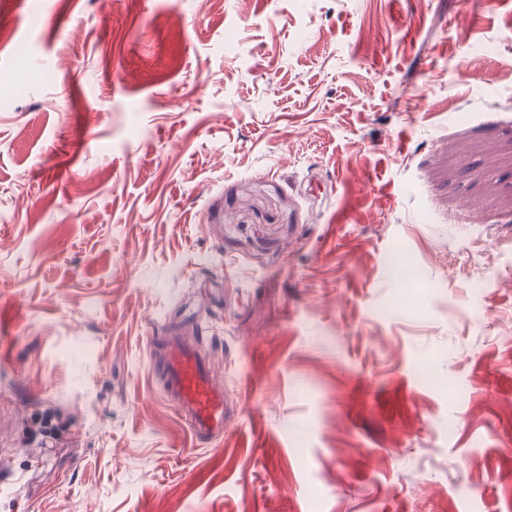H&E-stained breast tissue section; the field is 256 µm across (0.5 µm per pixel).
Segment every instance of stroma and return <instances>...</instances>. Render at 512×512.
<instances>
[{"label": "stroma", "instance_id": "35a3bbf8", "mask_svg": "<svg viewBox=\"0 0 512 512\" xmlns=\"http://www.w3.org/2000/svg\"><path fill=\"white\" fill-rule=\"evenodd\" d=\"M0 512H512V0H0ZM149 344L155 381L187 421L193 439L200 443L223 437L228 422L224 388L213 382L196 345L180 336H153Z\"/></svg>", "mask_w": 512, "mask_h": 512}]
</instances>
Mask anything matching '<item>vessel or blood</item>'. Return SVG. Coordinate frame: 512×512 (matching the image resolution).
<instances>
[{
  "label": "vessel or blood",
  "instance_id": "vessel-or-blood-1",
  "mask_svg": "<svg viewBox=\"0 0 512 512\" xmlns=\"http://www.w3.org/2000/svg\"><path fill=\"white\" fill-rule=\"evenodd\" d=\"M154 377L188 423L196 442L223 436L228 416L224 390L212 380L210 366L195 344L179 336L151 338Z\"/></svg>",
  "mask_w": 512,
  "mask_h": 512
}]
</instances>
